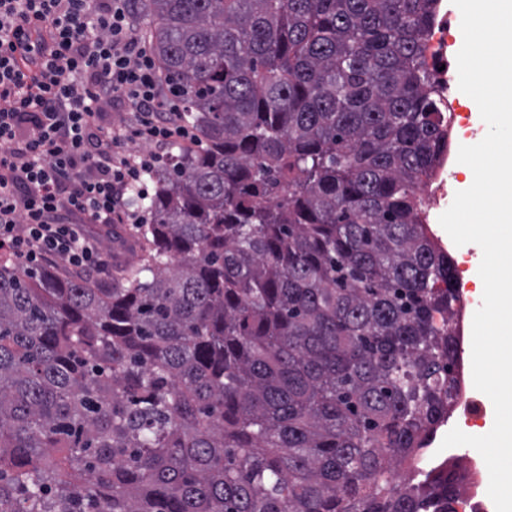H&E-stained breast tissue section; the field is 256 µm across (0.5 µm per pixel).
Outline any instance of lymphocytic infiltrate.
<instances>
[{
    "label": "lymphocytic infiltrate",
    "instance_id": "1",
    "mask_svg": "<svg viewBox=\"0 0 512 512\" xmlns=\"http://www.w3.org/2000/svg\"><path fill=\"white\" fill-rule=\"evenodd\" d=\"M157 149L193 141L129 0H0V251L107 267L84 224H134L154 159L117 155L115 105Z\"/></svg>",
    "mask_w": 512,
    "mask_h": 512
}]
</instances>
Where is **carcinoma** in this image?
<instances>
[{"label": "carcinoma", "mask_w": 512, "mask_h": 512, "mask_svg": "<svg viewBox=\"0 0 512 512\" xmlns=\"http://www.w3.org/2000/svg\"><path fill=\"white\" fill-rule=\"evenodd\" d=\"M140 2L196 148L112 281L0 261V512H458L387 477L456 391L439 0Z\"/></svg>", "instance_id": "1"}]
</instances>
